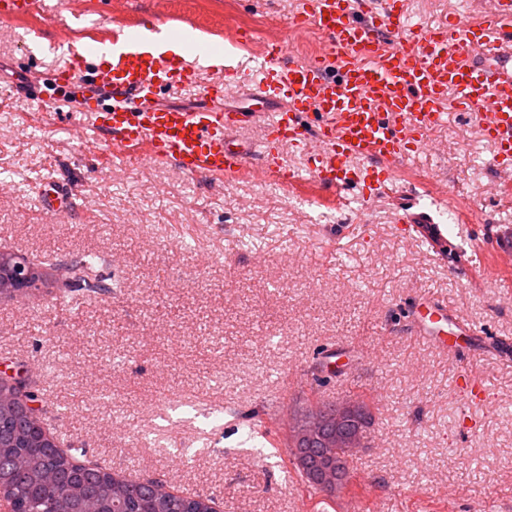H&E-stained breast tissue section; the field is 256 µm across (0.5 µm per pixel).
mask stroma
Instances as JSON below:
<instances>
[{
	"instance_id": "obj_1",
	"label": "stroma",
	"mask_w": 512,
	"mask_h": 512,
	"mask_svg": "<svg viewBox=\"0 0 512 512\" xmlns=\"http://www.w3.org/2000/svg\"><path fill=\"white\" fill-rule=\"evenodd\" d=\"M300 0H43L0 19V252L62 262L94 253L119 288L68 299L43 288L0 297V372H24L46 427L80 463L215 495L222 512H339L349 494L383 512H512V179L493 142L457 113L412 153L394 188L336 200L318 183H225L168 163L105 161L72 126L96 99L57 87L68 47L88 32L142 26L192 32L223 50L237 81H258L268 43L293 57L326 50L290 36ZM421 27L477 15L472 0H406ZM74 193L62 219L35 202ZM428 213L438 253L405 207ZM445 302L478 336L440 353L415 336L421 296ZM502 358L474 352L486 339ZM475 374L485 400L457 387ZM369 399L366 442L345 489L307 498L276 432L287 414L345 396Z\"/></svg>"
}]
</instances>
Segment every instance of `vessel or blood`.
Masks as SVG:
<instances>
[{"label": "vessel or blood", "mask_w": 512, "mask_h": 512, "mask_svg": "<svg viewBox=\"0 0 512 512\" xmlns=\"http://www.w3.org/2000/svg\"><path fill=\"white\" fill-rule=\"evenodd\" d=\"M292 28L319 32L329 53L296 59L286 43L272 45L247 105L216 106L232 85L227 79L208 84L203 105L192 110L157 102L162 88L193 80L188 65L125 31L113 35L106 52L90 37L84 54L59 66L58 79L69 85L85 76L109 105L86 113L75 131L107 135L112 156L170 161L185 176H274L287 187L307 177L342 197L395 182L400 164L430 148L433 132L455 110L495 144L494 165L512 164V0L426 29L412 22L404 0H302ZM252 127L262 131L259 142L233 139ZM285 146L309 152L306 172L281 164ZM41 199L59 216L71 211L70 192L56 186ZM412 323L447 351L446 305L422 299Z\"/></svg>", "instance_id": "1"}]
</instances>
